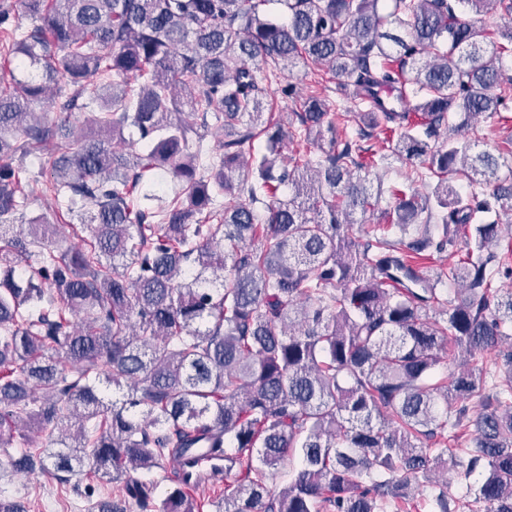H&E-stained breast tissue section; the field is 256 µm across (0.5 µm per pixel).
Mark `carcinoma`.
<instances>
[{"label":"carcinoma","mask_w":512,"mask_h":512,"mask_svg":"<svg viewBox=\"0 0 512 512\" xmlns=\"http://www.w3.org/2000/svg\"><path fill=\"white\" fill-rule=\"evenodd\" d=\"M270 2L22 0L24 31L0 14L22 73L0 85V449L15 472L86 477L92 512H387L413 486L448 512L438 444L472 426L467 507L512 512V289L496 286L512 268L494 249L512 154L478 143L512 102V26L480 19L512 17V0H280L282 18ZM298 64L353 87L336 118L356 133L319 96L287 128L265 111ZM382 87L419 120L360 99ZM48 92L56 122L30 112ZM211 120L224 140L190 143ZM378 130L397 133L386 153L365 145ZM287 139L316 153L284 157ZM53 140L45 191L92 206L87 248L23 210L12 161ZM393 157L411 165L381 211L398 237L355 240ZM468 227L448 300L415 258ZM451 344L495 353V370L444 359ZM35 432L52 447L29 451ZM199 449L224 456V496L204 506L173 472L156 498L153 473ZM108 483L122 498L92 500Z\"/></svg>","instance_id":"obj_1"}]
</instances>
